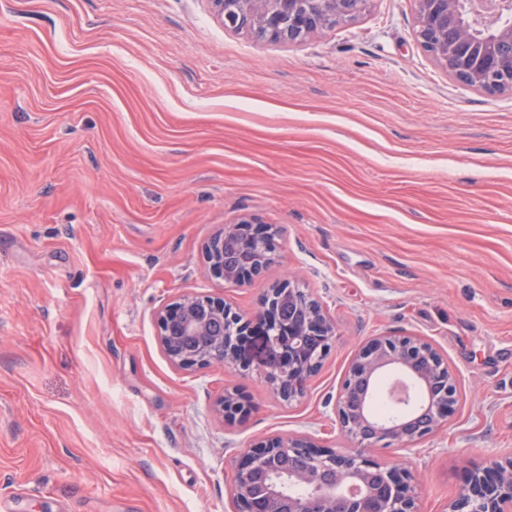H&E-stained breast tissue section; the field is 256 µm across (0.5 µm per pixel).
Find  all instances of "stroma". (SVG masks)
<instances>
[{
  "instance_id": "35a3bbf8",
  "label": "stroma",
  "mask_w": 512,
  "mask_h": 512,
  "mask_svg": "<svg viewBox=\"0 0 512 512\" xmlns=\"http://www.w3.org/2000/svg\"><path fill=\"white\" fill-rule=\"evenodd\" d=\"M412 0L292 42L208 0H0V500L16 512H233L235 465L274 436L347 441L336 398L371 337L456 372L457 413L407 454L420 512L512 455V95L463 86L412 35ZM277 227L253 280L203 247ZM291 278L336 322L303 397L174 367L156 312L254 315ZM250 411L228 423L224 391Z\"/></svg>"
}]
</instances>
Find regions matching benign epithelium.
Segmentation results:
<instances>
[{
  "instance_id": "7a95c632",
  "label": "benign epithelium",
  "mask_w": 512,
  "mask_h": 512,
  "mask_svg": "<svg viewBox=\"0 0 512 512\" xmlns=\"http://www.w3.org/2000/svg\"><path fill=\"white\" fill-rule=\"evenodd\" d=\"M224 25L244 30L258 40L292 42L326 28L357 20L373 0H209ZM413 36L422 50L462 85L489 93L512 95V25L496 24L499 14H512V0H413ZM238 235L243 242L260 240L264 254L275 252L276 231L254 230L243 220L224 227L205 247L211 275L226 283L242 284L262 269L252 266L224 272V237ZM298 288L284 281L247 319L232 311L221 297L183 295L157 313L158 341L176 367L196 371L215 363L233 370L255 368L265 373L274 393L284 401L300 397L307 380L319 368L336 338V324L317 307L302 319L283 322L277 311L282 300L293 301ZM172 336H210L212 342L192 354L170 340ZM261 351L249 355L255 339ZM423 355L428 368L416 373V384L428 400L424 411L429 425L412 430L399 417L372 415L367 394L358 384L376 383L387 373L412 368ZM459 406L454 371L428 341L413 335H383L369 339L353 357L336 401V415L351 447L337 450L309 436H276L247 451L236 466L233 499L236 512H419L418 483L402 462L383 464L370 455L375 447L408 450L425 436L445 426ZM216 410L227 422L247 412L238 396L226 391ZM368 425L364 438L356 426ZM297 457L301 468L289 478L308 488L304 498H287L278 481L281 462ZM448 512H512V457L469 470Z\"/></svg>"
}]
</instances>
